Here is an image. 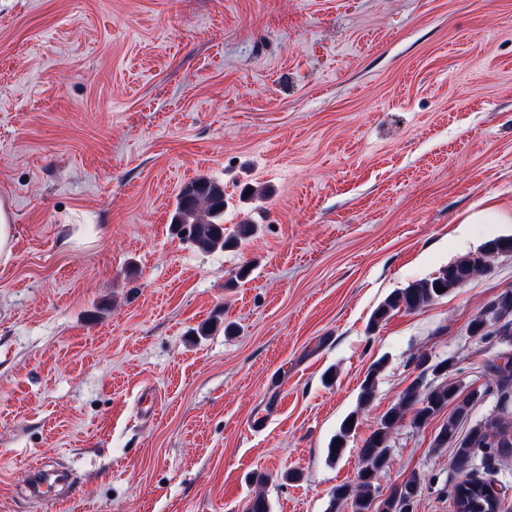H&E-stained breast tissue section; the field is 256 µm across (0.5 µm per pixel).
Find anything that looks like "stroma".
I'll use <instances>...</instances> for the list:
<instances>
[{
  "label": "stroma",
  "mask_w": 512,
  "mask_h": 512,
  "mask_svg": "<svg viewBox=\"0 0 512 512\" xmlns=\"http://www.w3.org/2000/svg\"><path fill=\"white\" fill-rule=\"evenodd\" d=\"M198 177L253 236L177 234ZM0 207V512H350L333 493L364 440L440 383L421 355L453 359L459 398L484 389L460 433L501 413L486 364L512 344L469 324L512 291V253L371 317L512 236V0H0ZM447 418L404 417L379 497L415 474L414 512H455L468 476L512 512V454L459 473L433 447ZM40 464L63 509L29 496ZM512 252V237H499L486 242L479 251L468 254L444 268L437 276L420 279L408 287L390 295L374 312V323L384 320L391 311L419 309L449 291L462 288L476 277L490 271L492 262L501 254ZM436 285L444 292L436 291Z\"/></svg>",
  "instance_id": "stroma-1"
}]
</instances>
